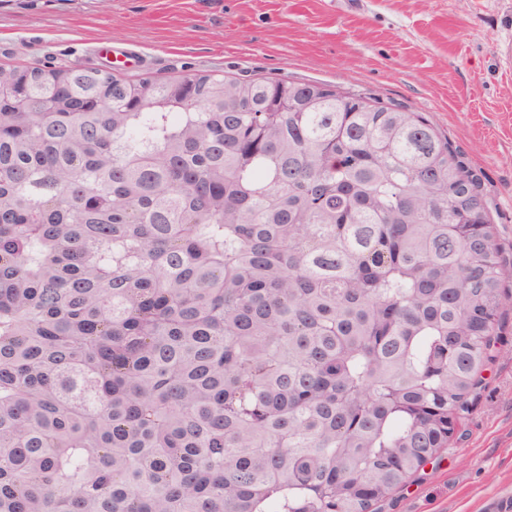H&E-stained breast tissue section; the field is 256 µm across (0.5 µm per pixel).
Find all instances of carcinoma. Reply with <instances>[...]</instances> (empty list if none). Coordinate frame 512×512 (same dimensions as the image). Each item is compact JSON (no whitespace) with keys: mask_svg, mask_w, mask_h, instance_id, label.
Here are the masks:
<instances>
[{"mask_svg":"<svg viewBox=\"0 0 512 512\" xmlns=\"http://www.w3.org/2000/svg\"><path fill=\"white\" fill-rule=\"evenodd\" d=\"M511 279L417 112L0 68V512H370L469 412Z\"/></svg>","mask_w":512,"mask_h":512,"instance_id":"cac0c4a2","label":"carcinoma"}]
</instances>
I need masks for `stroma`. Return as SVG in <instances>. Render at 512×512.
<instances>
[{"instance_id": "stroma-1", "label": "stroma", "mask_w": 512, "mask_h": 512, "mask_svg": "<svg viewBox=\"0 0 512 512\" xmlns=\"http://www.w3.org/2000/svg\"><path fill=\"white\" fill-rule=\"evenodd\" d=\"M512 0H0V65L98 67L99 43L139 54L117 76L331 84L425 116L481 178L512 259ZM495 359L447 448L376 512H512V282Z\"/></svg>"}]
</instances>
